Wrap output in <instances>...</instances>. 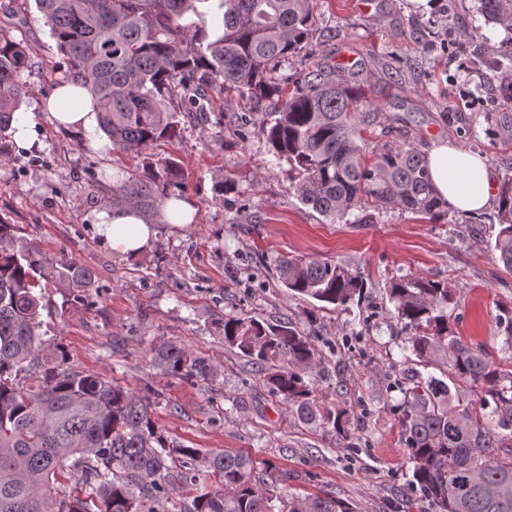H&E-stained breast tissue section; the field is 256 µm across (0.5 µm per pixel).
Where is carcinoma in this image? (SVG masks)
I'll return each mask as SVG.
<instances>
[{
    "instance_id": "cac0c4a2",
    "label": "carcinoma",
    "mask_w": 512,
    "mask_h": 512,
    "mask_svg": "<svg viewBox=\"0 0 512 512\" xmlns=\"http://www.w3.org/2000/svg\"><path fill=\"white\" fill-rule=\"evenodd\" d=\"M202 0H35L61 56L66 79L84 87L102 131L120 151L146 156L172 138L181 112H202L193 93L220 82L260 102L280 93L275 64L308 47L311 0H221L222 25L210 29ZM478 11L507 35L494 64L509 70L512 100V0H479ZM27 46L0 28V142L30 85ZM364 93L352 79L322 68L303 75L263 134L272 153L298 173L303 204L330 223L373 203L436 220L445 202L416 148H383L368 159L358 144ZM492 135L512 140V113L489 112ZM184 187L175 162L119 175L112 207L163 223V206ZM495 250L512 275V176L497 197ZM288 290L343 307L362 295L365 278L348 266L283 257ZM51 280L71 301L84 300L94 272L57 262L0 220V512H165L178 485L196 487L178 512H350L331 494L293 497L275 510L271 469L246 455L202 454L167 442L151 398L65 366L39 361L43 327L36 288ZM392 317L411 334L402 340L415 366L390 388L401 395L402 441L413 463L411 486L436 512H512V368L492 362L449 326L448 287L423 276L390 280ZM224 344L262 374L269 395L298 419L350 437L346 408L318 404L308 374L320 364L312 337L291 322L224 317ZM164 370L206 383L217 367L182 344L155 351ZM427 373L420 372V369ZM26 374L35 385H19Z\"/></svg>"
}]
</instances>
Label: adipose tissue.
Here are the masks:
<instances>
[{
	"label": "adipose tissue",
	"instance_id": "adipose-tissue-1",
	"mask_svg": "<svg viewBox=\"0 0 512 512\" xmlns=\"http://www.w3.org/2000/svg\"><path fill=\"white\" fill-rule=\"evenodd\" d=\"M46 118L81 132L90 146L101 147L96 134L97 111L85 88L74 82L59 85L46 100ZM432 183L438 195L457 212H476L488 206L493 182L486 161L451 142L432 147L426 155ZM98 233L120 257L139 255L156 234L152 220L135 212L103 210L95 215Z\"/></svg>",
	"mask_w": 512,
	"mask_h": 512
}]
</instances>
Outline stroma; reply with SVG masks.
Listing matches in <instances>:
<instances>
[{
  "mask_svg": "<svg viewBox=\"0 0 512 512\" xmlns=\"http://www.w3.org/2000/svg\"><path fill=\"white\" fill-rule=\"evenodd\" d=\"M431 2L429 12L413 13L406 0H312L308 50L282 60L272 77L287 93L309 70H349L370 104L361 126L365 152L413 146L425 154L449 140L483 157L500 183L512 175V141L491 136L484 115L512 112L500 72L487 64L503 33L486 24L477 0ZM0 28L30 49L21 109L34 117L36 141L13 147L11 161L0 163V220L50 257L96 274L80 304L46 285L45 352L63 349L69 368L151 396L170 444L242 453L260 469L275 465L281 495L329 492L353 512H434L409 484L413 464L393 410L399 395L387 388L405 359L387 285L403 275L448 285L452 329L496 363L512 364L500 322L512 314V275L494 249L496 205L431 221L370 204L371 223L350 215L328 223L298 199L295 172L262 133L281 96L255 105L208 86L206 114L181 118L178 137L150 150L155 167L181 166L191 222L158 225L147 250L119 257L99 236L94 214L104 208L111 174L140 170L141 158L109 146L92 150L83 134L43 117L42 101L64 76L34 0H0ZM94 171L104 174L102 183L91 180ZM298 255L357 267L363 295L338 308L288 291L275 265ZM236 314L285 319L312 336L322 359L311 376L316 398L350 410L351 439L302 423L269 396L255 366L224 343V318ZM168 341L211 360L215 380L191 382L155 368L152 351Z\"/></svg>",
  "mask_w": 512,
  "mask_h": 512,
  "instance_id": "stroma-1",
  "label": "stroma"
}]
</instances>
